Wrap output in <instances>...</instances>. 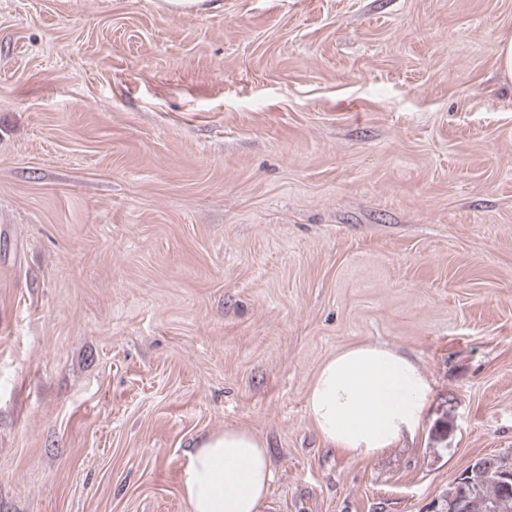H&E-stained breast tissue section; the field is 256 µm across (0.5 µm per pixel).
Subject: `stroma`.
I'll return each instance as SVG.
<instances>
[{"label": "stroma", "instance_id": "stroma-1", "mask_svg": "<svg viewBox=\"0 0 512 512\" xmlns=\"http://www.w3.org/2000/svg\"><path fill=\"white\" fill-rule=\"evenodd\" d=\"M0 0V512H187L198 438L261 512H440L512 451V0ZM380 342L411 439L323 445L307 388ZM497 60L501 77L512 82V34H505L499 38ZM272 480L266 443L224 427L188 453L182 495L189 512H259Z\"/></svg>", "mask_w": 512, "mask_h": 512}]
</instances>
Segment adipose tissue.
<instances>
[{
	"label": "adipose tissue",
	"mask_w": 512,
	"mask_h": 512,
	"mask_svg": "<svg viewBox=\"0 0 512 512\" xmlns=\"http://www.w3.org/2000/svg\"><path fill=\"white\" fill-rule=\"evenodd\" d=\"M431 385L409 356L378 342L327 357L306 394V412L323 443L371 459L414 438ZM272 480L265 442L228 427L199 439L188 454L182 495L188 512H260Z\"/></svg>",
	"instance_id": "obj_1"
}]
</instances>
